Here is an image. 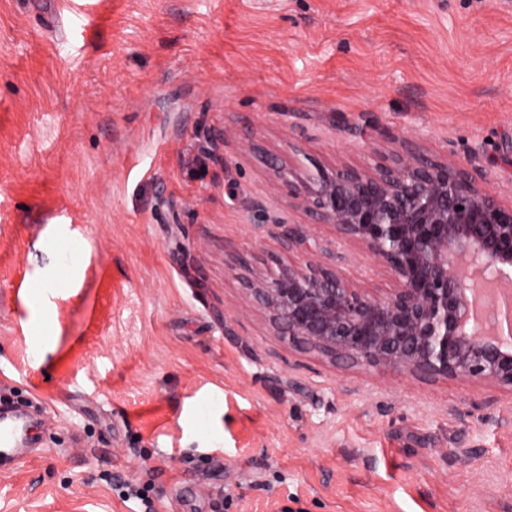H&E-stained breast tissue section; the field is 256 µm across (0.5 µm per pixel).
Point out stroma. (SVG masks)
<instances>
[{"label": "stroma", "instance_id": "35a3bbf8", "mask_svg": "<svg viewBox=\"0 0 512 512\" xmlns=\"http://www.w3.org/2000/svg\"><path fill=\"white\" fill-rule=\"evenodd\" d=\"M402 142L512 202V0H0V404L36 442L0 512H512L511 390L335 365L246 295L298 259L272 218L337 242L268 156Z\"/></svg>", "mask_w": 512, "mask_h": 512}]
</instances>
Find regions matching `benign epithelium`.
I'll list each match as a JSON object with an SVG mask.
<instances>
[{
  "label": "benign epithelium",
  "instance_id": "obj_1",
  "mask_svg": "<svg viewBox=\"0 0 512 512\" xmlns=\"http://www.w3.org/2000/svg\"><path fill=\"white\" fill-rule=\"evenodd\" d=\"M315 172L288 184L291 205L355 240L387 266L397 288L368 295L340 274L339 252L305 224L275 220L301 260L245 290L271 327L334 363L404 370L422 379L466 378L512 388V294L482 304L477 289L512 273V204L482 185L478 171L407 145L367 169Z\"/></svg>",
  "mask_w": 512,
  "mask_h": 512
}]
</instances>
